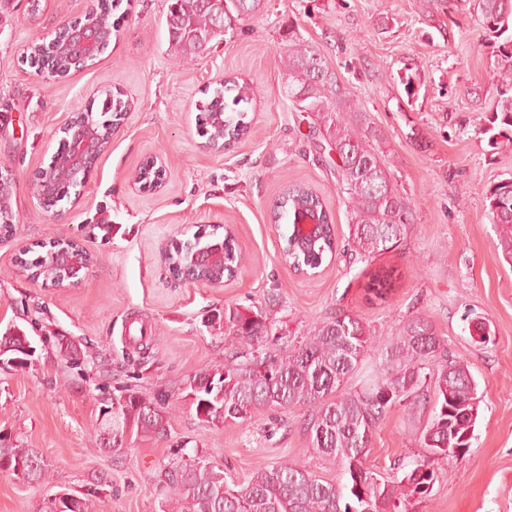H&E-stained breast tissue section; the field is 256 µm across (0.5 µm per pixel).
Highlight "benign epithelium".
I'll use <instances>...</instances> for the list:
<instances>
[{"mask_svg": "<svg viewBox=\"0 0 512 512\" xmlns=\"http://www.w3.org/2000/svg\"><path fill=\"white\" fill-rule=\"evenodd\" d=\"M100 0H94L85 22H65L51 35L36 43L38 47H53L68 60L69 68L78 71L87 67V62L102 51L112 39V26L100 17ZM128 110L118 113L119 119L107 112L93 116V112H78L59 128L60 147L51 156L48 164L34 175L32 195L47 213L59 215L56 206L70 189L81 187L93 171L99 157L112 143V135L123 124ZM141 167H150L159 176L151 181L135 178L134 183L142 193L156 192L166 184V168L162 157L149 155ZM18 184L13 170L6 165L0 167V232L12 231L17 214L12 200L17 195ZM46 255L39 257L40 269L29 274L34 280L54 288L64 287L79 278L80 273H89L96 265V258L77 241L55 237L49 242Z\"/></svg>", "mask_w": 512, "mask_h": 512, "instance_id": "7a95c632", "label": "benign epithelium"}]
</instances>
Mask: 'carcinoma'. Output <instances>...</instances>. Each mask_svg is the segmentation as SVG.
Returning <instances> with one entry per match:
<instances>
[{
	"instance_id": "1",
	"label": "carcinoma",
	"mask_w": 512,
	"mask_h": 512,
	"mask_svg": "<svg viewBox=\"0 0 512 512\" xmlns=\"http://www.w3.org/2000/svg\"><path fill=\"white\" fill-rule=\"evenodd\" d=\"M264 0H227L230 15L221 17L204 7L203 0H171L167 22L171 48L186 60L205 55L206 46L219 38L218 26L234 30L233 22L259 13ZM482 25L505 37L512 45V0H476ZM23 62L67 70L64 60L43 49H30ZM288 76L286 94L298 112L311 114L313 129L329 150L339 153L342 164L334 167L336 181L350 208L351 250L374 258L398 245L407 232L411 212L395 187L388 166L370 141L369 127L352 122L346 113L358 108L347 99L324 57L311 45L294 42L283 58ZM500 124L512 128V77L504 75L503 88L493 109ZM248 126L243 120L224 117V100L216 91L205 112L204 133L236 139ZM492 223L500 228L499 246L512 262V183L494 186L484 200ZM309 214L316 224L312 236L301 238L295 230L298 214ZM274 223L288 220L282 255L294 269L314 271L333 258L337 249L332 218L320 197L309 186H286L270 209ZM224 247V268L202 272L212 278L228 277L238 261L230 232L209 239L194 235V250ZM168 271L185 273L187 253L171 249ZM224 334L237 339L238 347L222 365L186 381L196 417L205 424H245L268 412H286L313 405L304 422L311 447L334 463L340 475L327 480L286 461L256 468L247 481L230 486L224 470L201 458L171 462L158 468L157 480L164 492L161 512H414V504L426 498L438 480V467L450 448H471L479 414L477 384L468 365L448 360L445 341L424 318L410 321L400 336L377 342L363 321L337 310L321 319L302 340L270 344L273 324L261 311L233 302L224 303ZM57 356L79 364L83 350L66 336H51ZM32 337L20 330L0 339V360L21 369L31 364ZM378 373L356 392L345 386L370 359ZM429 364L438 365L434 380L424 374ZM117 420L98 423V451L104 455L123 451L131 438L162 437L168 427L165 395L145 396L127 386L116 398ZM431 407V416L420 431L427 455L393 465L395 474L384 476L366 466L372 437L396 405ZM25 470L21 477L42 483L49 464L38 448H0V457Z\"/></svg>"
}]
</instances>
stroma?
I'll return each instance as SVG.
<instances>
[{"label":"stroma","instance_id":"stroma-1","mask_svg":"<svg viewBox=\"0 0 512 512\" xmlns=\"http://www.w3.org/2000/svg\"><path fill=\"white\" fill-rule=\"evenodd\" d=\"M0 0V166L19 182L20 216L0 240V333L39 323L86 346L82 369L38 349L25 371L0 365V448L40 449L49 479L31 485L0 472V512H42L62 489L86 499L89 512H160L159 466L206 457L227 480L243 483L263 464L298 461L333 480L335 463L318 456L303 430L310 407L248 425H203L186 397L189 376L222 364L231 337L211 325L233 301L267 312L297 340L336 310L359 317L377 336H398L413 318L431 322L448 356L478 383L479 416L469 453L442 462L417 512H512V265L483 198L512 177V143L490 146L483 130L502 88L504 51L485 30L473 0H265L236 22L207 56L188 62L168 40L170 0H123L117 33L94 64L65 78L24 64L31 42L67 21L85 20L90 0ZM315 47L378 136L393 182L412 213L395 249L371 261L347 250L349 210L333 163L320 153L304 113L285 94L281 59L289 41ZM131 110L99 158L79 199L59 202L61 219L29 193L37 170L59 145L58 129L98 108L103 91ZM224 113L249 133L218 151L206 148L201 120L215 92ZM161 154L168 179L160 191L135 190L143 159ZM310 184L333 216L340 250L322 272L301 275L281 257L287 224L273 225L269 205L289 182ZM229 225L241 265L221 288L166 287L159 248L169 239ZM67 236L97 263L80 281L48 288L16 263L19 248ZM392 273L385 296L369 290L378 271ZM490 334L479 340L473 318ZM139 375L141 390L164 393L169 425L159 439L136 441L117 456L97 450V418L108 398ZM428 413L394 407L368 453L373 470L425 456L419 441ZM111 484L92 485L98 474Z\"/></svg>","mask_w":512,"mask_h":512}]
</instances>
